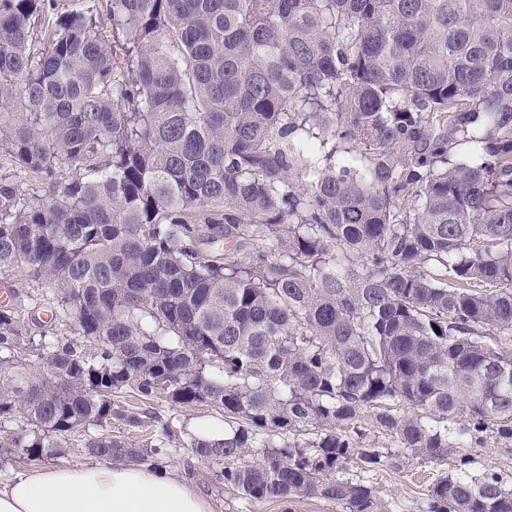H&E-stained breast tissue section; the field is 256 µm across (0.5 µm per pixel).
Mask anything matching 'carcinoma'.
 <instances>
[{
    "instance_id": "cac0c4a2",
    "label": "carcinoma",
    "mask_w": 512,
    "mask_h": 512,
    "mask_svg": "<svg viewBox=\"0 0 512 512\" xmlns=\"http://www.w3.org/2000/svg\"><path fill=\"white\" fill-rule=\"evenodd\" d=\"M0 153V276L64 327L6 290L1 449L179 444L348 512H392L352 469L452 457L426 512H512L471 473L512 451V0H0ZM10 278V280H8ZM7 279L8 284L5 285H13L14 289L18 293V305H19V311L21 312V318H25V321L29 323V326L32 328V331L35 333H38L40 331V327H37L36 323L31 322V312L33 309H31L34 304L31 301L30 298H32L31 295H33V290L36 288L35 283L30 281V278L25 274V272L21 273H12V275L9 276ZM121 395V398H115L124 403L132 404L134 406L148 407L153 412L158 413L164 417L173 418V423L177 431L181 430L185 433H196L200 436L207 437L209 439H224V425L209 424V423H221V417L216 415L208 407L194 406H171L169 403L162 400L143 402L135 398ZM209 424V425H200ZM200 425V426H198ZM197 426V427H196ZM196 427V429H195Z\"/></svg>"
}]
</instances>
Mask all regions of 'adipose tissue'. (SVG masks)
Listing matches in <instances>:
<instances>
[{"instance_id":"ef3b65f1","label":"adipose tissue","mask_w":512,"mask_h":512,"mask_svg":"<svg viewBox=\"0 0 512 512\" xmlns=\"http://www.w3.org/2000/svg\"><path fill=\"white\" fill-rule=\"evenodd\" d=\"M0 512H215L187 481L136 463H84L0 484Z\"/></svg>"}]
</instances>
